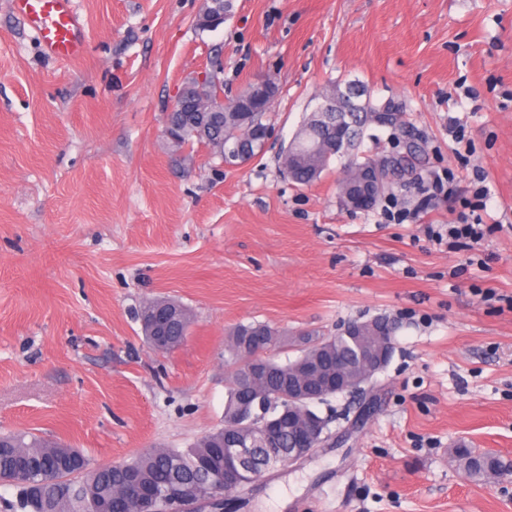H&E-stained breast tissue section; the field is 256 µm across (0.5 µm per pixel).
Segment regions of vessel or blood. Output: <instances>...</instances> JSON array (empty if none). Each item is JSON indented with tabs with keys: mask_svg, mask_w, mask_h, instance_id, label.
<instances>
[{
	"mask_svg": "<svg viewBox=\"0 0 512 512\" xmlns=\"http://www.w3.org/2000/svg\"><path fill=\"white\" fill-rule=\"evenodd\" d=\"M11 5L50 54L69 60L83 55L86 42L75 0H11Z\"/></svg>",
	"mask_w": 512,
	"mask_h": 512,
	"instance_id": "1",
	"label": "vessel or blood"
}]
</instances>
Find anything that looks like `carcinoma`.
Returning <instances> with one entry per match:
<instances>
[{"instance_id":"cac0c4a2","label":"carcinoma","mask_w":512,"mask_h":512,"mask_svg":"<svg viewBox=\"0 0 512 512\" xmlns=\"http://www.w3.org/2000/svg\"><path fill=\"white\" fill-rule=\"evenodd\" d=\"M359 96L365 97L352 108L347 137L350 148L335 151L327 145L325 130L308 116L295 138L281 155L284 175L291 182L307 186L321 178L331 160L346 159L343 179L339 185V197L344 207L350 206L353 196L347 190L357 184L364 171L381 169V180L369 198L360 200L358 211H369L376 207L390 190V175L415 168L420 157V147L408 140L409 122L403 112L392 116L389 130L400 151L388 155L361 151L368 129L378 126L376 113L384 103H375L358 89ZM235 103L224 104V116L214 125L210 137L197 135L193 125L195 113L191 107L175 108L167 113L168 125L175 128L179 142L172 144L177 150L192 149L203 145L211 154L229 165L242 166L259 157L264 148L252 137L255 126H268L267 117L272 106L260 112L251 113L245 122L234 112ZM158 318L163 321L166 336V351L177 348L188 335L192 318L189 310L180 303L169 299H153L145 302L140 309V320L145 340L153 345L149 323ZM248 336L266 337L265 346L271 348L278 342L280 333L261 322L238 325L225 347V362L232 366L229 377L228 395L224 411V426L216 428L187 448H150L114 465L112 469H91L84 463L85 456L77 448L49 441L41 436L27 433L0 434V479L6 481L10 475L6 470L18 459L29 462L39 459H54L62 464L61 472L74 475L75 490L70 503L63 504L44 483L45 473L41 469L29 470L26 479L39 488L34 502L36 512H99L103 503L112 504L111 512H126L122 500L123 485L129 479L148 487L159 496L178 484L192 485L206 493L217 488L216 477L224 470V449L232 448L239 433L230 425L236 413L249 410L255 418V425L279 417L288 408V400L280 392L295 374L300 365L312 364L326 375L333 371L336 360L347 362L357 359L356 346L342 333L334 336H318L307 333L300 341V354L294 359L278 362L267 352L251 353L243 349ZM299 433L285 428L280 434V448L273 456L263 459L247 474L248 482H254L262 474L288 462V451L297 447ZM454 457L465 473L478 479H487L495 474L512 472V464L504 461L497 453L459 443L452 449Z\"/></svg>"}]
</instances>
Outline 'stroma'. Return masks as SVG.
I'll list each match as a JSON object with an SVG mask.
<instances>
[{
  "mask_svg": "<svg viewBox=\"0 0 512 512\" xmlns=\"http://www.w3.org/2000/svg\"><path fill=\"white\" fill-rule=\"evenodd\" d=\"M76 0L83 57L44 53L0 0V431L80 449L92 465L184 448L224 423V348L239 323L284 338L379 315L399 328L376 409L332 399L334 435L241 492L240 512H512V475L466 476L465 442L512 458V0ZM225 95L274 80V138L228 168L207 148L176 164L165 117L189 77ZM354 82L410 115L423 159L391 196L414 220L341 203L340 161L309 187L278 155L324 90ZM464 125L468 161L448 134ZM483 173L491 232L429 242ZM451 191L419 208L424 178ZM192 314L159 353L138 312ZM140 320L145 340L153 350V338L149 323L158 318L163 321L166 336V352L177 348L188 335L192 318L189 310L180 303L169 299H153L145 302L140 309Z\"/></svg>",
  "mask_w": 512,
  "mask_h": 512,
  "instance_id": "obj_1",
  "label": "stroma"
}]
</instances>
